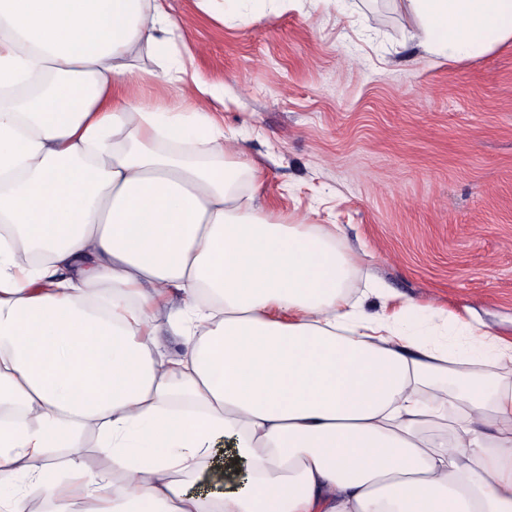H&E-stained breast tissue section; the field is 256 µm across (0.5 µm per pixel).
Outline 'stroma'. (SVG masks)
Instances as JSON below:
<instances>
[{"label":"stroma","instance_id":"obj_1","mask_svg":"<svg viewBox=\"0 0 512 512\" xmlns=\"http://www.w3.org/2000/svg\"><path fill=\"white\" fill-rule=\"evenodd\" d=\"M177 48L217 103L185 101L242 134L276 222L338 225L359 274L388 288L367 314L418 304L429 341L458 323L512 340V41L464 61L410 41L392 0H292L222 22L165 0Z\"/></svg>","mask_w":512,"mask_h":512}]
</instances>
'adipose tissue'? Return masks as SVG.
<instances>
[{
    "label": "adipose tissue",
    "instance_id": "1",
    "mask_svg": "<svg viewBox=\"0 0 512 512\" xmlns=\"http://www.w3.org/2000/svg\"><path fill=\"white\" fill-rule=\"evenodd\" d=\"M393 2L431 55L512 41V0ZM178 29L163 0H0V512H512V382L471 372L512 342L368 315L336 234L272 221L242 140L181 111ZM93 426L111 473L50 460ZM221 460L243 485L196 491Z\"/></svg>",
    "mask_w": 512,
    "mask_h": 512
}]
</instances>
